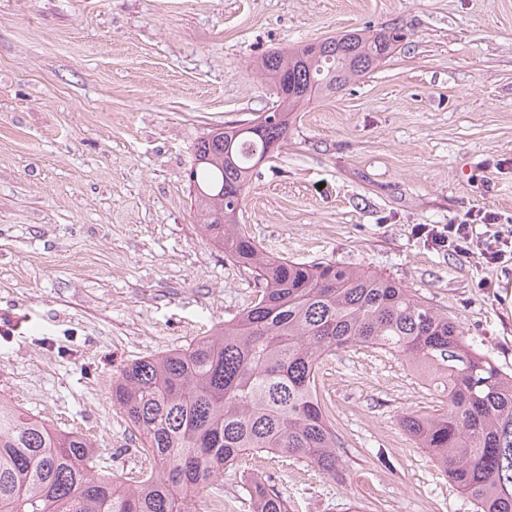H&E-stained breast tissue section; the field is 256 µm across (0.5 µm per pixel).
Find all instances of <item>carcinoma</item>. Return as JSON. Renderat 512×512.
Returning a JSON list of instances; mask_svg holds the SVG:
<instances>
[{"mask_svg":"<svg viewBox=\"0 0 512 512\" xmlns=\"http://www.w3.org/2000/svg\"><path fill=\"white\" fill-rule=\"evenodd\" d=\"M396 26L346 31L319 43L266 52L258 70L279 87L254 131L220 127L199 139L191 206L207 239L255 273L251 306L213 335L135 360L112 383V401L140 437V467L127 485L96 473L83 433L57 430L0 400V512H190L242 458H302L338 474L336 434L318 395L322 355L354 345L398 355L443 389L448 412L408 414L406 434L425 448L474 512H512V374L466 330L406 286L333 262L262 255L237 217L269 147L288 138L304 99L337 93L388 59ZM251 512H291L271 477L250 478Z\"/></svg>","mask_w":512,"mask_h":512,"instance_id":"obj_1","label":"carcinoma"}]
</instances>
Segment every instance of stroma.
Returning a JSON list of instances; mask_svg holds the SVG:
<instances>
[{
  "label": "stroma",
  "instance_id": "stroma-1",
  "mask_svg": "<svg viewBox=\"0 0 512 512\" xmlns=\"http://www.w3.org/2000/svg\"><path fill=\"white\" fill-rule=\"evenodd\" d=\"M392 24L383 65L292 112L239 221L267 256L401 281L512 372V254L484 265L415 233L512 225V0H0V398L91 435L115 481L135 473L120 370L257 294L196 222V142L275 101L263 53ZM318 394L341 474L249 456L221 479L226 512H250L259 472L293 512H473L398 424L448 410L413 365L332 352Z\"/></svg>",
  "mask_w": 512,
  "mask_h": 512
}]
</instances>
